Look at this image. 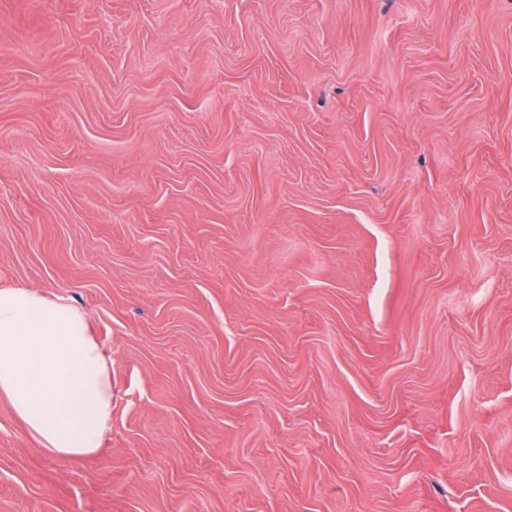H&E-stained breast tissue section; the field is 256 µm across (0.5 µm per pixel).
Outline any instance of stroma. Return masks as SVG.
<instances>
[{
  "label": "stroma",
  "mask_w": 512,
  "mask_h": 512,
  "mask_svg": "<svg viewBox=\"0 0 512 512\" xmlns=\"http://www.w3.org/2000/svg\"><path fill=\"white\" fill-rule=\"evenodd\" d=\"M0 285L114 393L0 512H512V0H0Z\"/></svg>",
  "instance_id": "obj_1"
}]
</instances>
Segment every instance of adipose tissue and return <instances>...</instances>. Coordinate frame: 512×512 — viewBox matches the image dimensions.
<instances>
[{
	"label": "adipose tissue",
	"instance_id": "1",
	"mask_svg": "<svg viewBox=\"0 0 512 512\" xmlns=\"http://www.w3.org/2000/svg\"><path fill=\"white\" fill-rule=\"evenodd\" d=\"M0 399L40 451L97 453L112 429V354L71 299L0 287Z\"/></svg>",
	"mask_w": 512,
	"mask_h": 512
}]
</instances>
